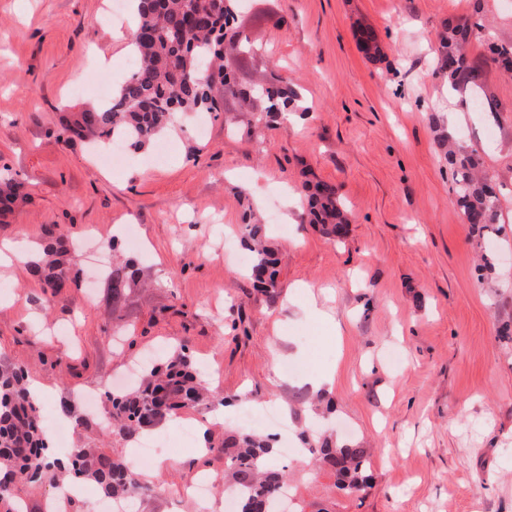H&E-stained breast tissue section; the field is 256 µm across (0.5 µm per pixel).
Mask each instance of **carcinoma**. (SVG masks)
Instances as JSON below:
<instances>
[{"instance_id":"1","label":"carcinoma","mask_w":512,"mask_h":512,"mask_svg":"<svg viewBox=\"0 0 512 512\" xmlns=\"http://www.w3.org/2000/svg\"><path fill=\"white\" fill-rule=\"evenodd\" d=\"M240 0H138L137 23L132 51L137 67L112 92V101L90 106L74 115L66 127L72 139H91L106 145L121 139L137 150L156 145L180 114L216 112L218 104L210 95L214 80L247 101L258 95L266 112L283 122L296 111L300 100L296 87L276 80L257 92L235 86L231 72L214 68L221 56L219 46ZM475 36L467 25L448 28L441 38L440 70L448 86L472 88L473 101L487 98L478 82L480 67L469 58L467 45ZM493 59L512 72V45L491 44ZM454 182L455 205L469 223L486 229L497 221L498 195L495 186L479 174L480 158L439 136ZM18 183L0 173V217L11 213L18 201ZM306 215L311 224L321 225L333 241L347 232L348 217L335 186L317 183L304 187ZM243 237L253 252L250 277L261 292L273 294L278 288V258L263 239L262 225L246 221ZM46 258L30 264V271L42 289V300L60 299L78 270L73 258H65L63 234L56 227L45 229ZM112 309L122 303L127 290L139 279V268L130 260H112ZM194 364L182 341L160 369L152 368L143 382L130 389L108 394L106 425L102 429L131 442L141 432L184 408H199L209 402V389L198 380ZM311 459L336 477V488L358 495L370 488L368 449L350 440L331 436L312 437L300 433ZM205 447L224 454V484L239 499L238 512H280L277 497L288 485L282 469L271 467L275 448L269 439L252 432H230L220 444L205 439ZM51 443L40 424L37 401L31 393L24 370L0 362V512H20L23 488L43 485L60 487L64 477L89 482L105 499L138 498L152 492L136 469L124 458L103 448L79 443L66 456L49 451Z\"/></svg>"}]
</instances>
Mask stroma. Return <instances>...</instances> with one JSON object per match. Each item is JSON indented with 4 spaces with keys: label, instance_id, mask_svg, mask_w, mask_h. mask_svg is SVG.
Returning <instances> with one entry per match:
<instances>
[{
    "label": "stroma",
    "instance_id": "35a3bbf8",
    "mask_svg": "<svg viewBox=\"0 0 512 512\" xmlns=\"http://www.w3.org/2000/svg\"><path fill=\"white\" fill-rule=\"evenodd\" d=\"M111 2L0 0V170L23 194L0 222V243L23 257L0 267V358L78 404L120 385L152 347L184 340L232 402L209 427L214 439L239 430L242 412L277 408L264 431L288 425L290 451L276 463L292 472L305 512H512V77L485 51L512 43V0H246L236 27L255 51L231 56L237 80L287 79L304 116L257 125L217 83L205 133L195 115L180 116L164 136L165 163L147 166L131 150L107 171L63 136L73 112L98 103L100 63L116 84L129 72L122 34L132 21H116ZM458 23L481 29L468 53L491 105L478 112L434 62L439 33ZM364 29L382 59L361 51ZM76 83L82 93H71ZM452 109L456 138L498 190L497 222L481 232L454 205L440 155ZM317 181L346 203L342 242L285 205ZM248 219L266 225L278 253L276 295L248 277ZM52 224L84 250L134 225L149 287L113 310L109 281L86 264L43 308L28 263ZM483 255L498 264L481 279ZM329 365L335 410L322 417L309 378ZM190 416L161 423L170 446L145 472L151 493L127 512H195L166 489L201 467L223 476V455L179 439ZM305 426L371 449L367 493L345 495L308 463L296 437Z\"/></svg>",
    "mask_w": 512,
    "mask_h": 512
}]
</instances>
